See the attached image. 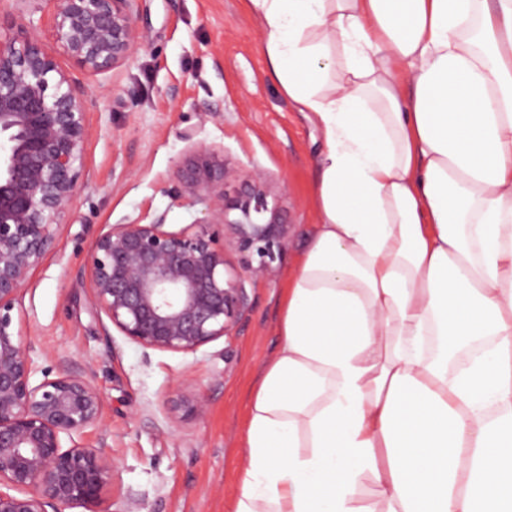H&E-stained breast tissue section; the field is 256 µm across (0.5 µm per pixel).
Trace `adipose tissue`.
Segmentation results:
<instances>
[{
	"label": "adipose tissue",
	"instance_id": "ef3b65f1",
	"mask_svg": "<svg viewBox=\"0 0 512 512\" xmlns=\"http://www.w3.org/2000/svg\"><path fill=\"white\" fill-rule=\"evenodd\" d=\"M249 2L326 150L233 512H512V0Z\"/></svg>",
	"mask_w": 512,
	"mask_h": 512
}]
</instances>
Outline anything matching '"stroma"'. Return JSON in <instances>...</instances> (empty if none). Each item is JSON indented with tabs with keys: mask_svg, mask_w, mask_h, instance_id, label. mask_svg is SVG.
<instances>
[{
	"mask_svg": "<svg viewBox=\"0 0 512 512\" xmlns=\"http://www.w3.org/2000/svg\"><path fill=\"white\" fill-rule=\"evenodd\" d=\"M60 0H0V39L36 36L83 92L90 135L75 196L54 251L35 270L13 311L14 331L37 368H76L103 395L102 421L76 442L107 468L98 500L65 512H227L240 491L248 396L276 352L281 289L317 223L312 204L318 128L270 76L265 31L248 0H136L143 46L124 63L93 72L56 37ZM223 148L231 166L262 171L290 223L277 278L247 280L250 306L232 335L194 353L144 351L96 312L86 258L114 224L192 227L199 203L175 197L176 169L190 141ZM207 389L204 413L177 408L184 378Z\"/></svg>",
	"mask_w": 512,
	"mask_h": 512,
	"instance_id": "obj_1",
	"label": "stroma"
}]
</instances>
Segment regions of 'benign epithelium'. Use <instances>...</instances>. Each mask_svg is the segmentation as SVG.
<instances>
[{
    "instance_id": "1",
    "label": "benign epithelium",
    "mask_w": 512,
    "mask_h": 512,
    "mask_svg": "<svg viewBox=\"0 0 512 512\" xmlns=\"http://www.w3.org/2000/svg\"><path fill=\"white\" fill-rule=\"evenodd\" d=\"M133 0H61L58 41L80 67L126 61L143 42ZM89 136L84 95L32 36L0 42V512H64L92 504L104 483L100 453L62 440L98 425L103 398L83 373L36 367L12 312L54 250L56 225L76 192ZM179 198L205 205L198 229L169 231L163 217L114 224L87 257L95 309L148 350L195 353L235 330L248 309L245 281L274 279L289 226L264 172L243 174L224 150L193 143L177 166ZM242 255L241 266L227 254ZM202 413L204 385L181 382Z\"/></svg>"
}]
</instances>
